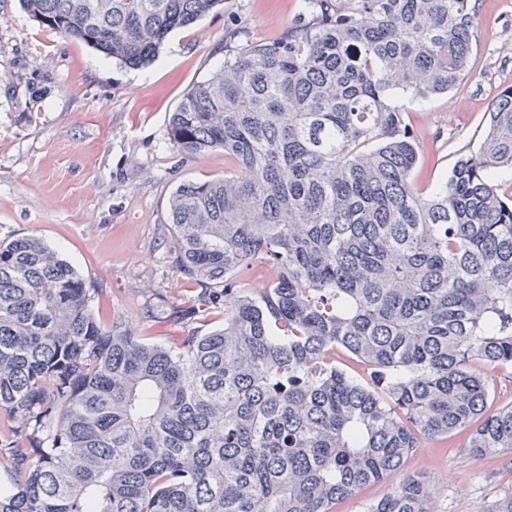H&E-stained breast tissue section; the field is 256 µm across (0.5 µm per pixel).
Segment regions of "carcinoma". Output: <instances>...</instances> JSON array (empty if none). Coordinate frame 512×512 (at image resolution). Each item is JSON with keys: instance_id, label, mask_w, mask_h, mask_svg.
<instances>
[{"instance_id": "1", "label": "carcinoma", "mask_w": 512, "mask_h": 512, "mask_svg": "<svg viewBox=\"0 0 512 512\" xmlns=\"http://www.w3.org/2000/svg\"><path fill=\"white\" fill-rule=\"evenodd\" d=\"M127 66L224 0H19ZM228 50L169 118L176 151L236 168L177 186L174 264L222 314L172 344L94 310L41 238L0 240V512H433L421 439L512 452V86L432 193L407 105L469 74L476 0H303ZM272 271L263 288L242 276ZM347 356L368 370L359 381ZM388 491L384 483H375L364 487L355 497L342 501L336 505L335 512H361L366 500L379 499Z\"/></svg>"}]
</instances>
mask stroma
I'll use <instances>...</instances> for the list:
<instances>
[{"label": "stroma", "instance_id": "35a3bbf8", "mask_svg": "<svg viewBox=\"0 0 512 512\" xmlns=\"http://www.w3.org/2000/svg\"><path fill=\"white\" fill-rule=\"evenodd\" d=\"M471 76L409 106L419 143L415 182L432 191L483 136L497 95L512 86V0H478ZM302 0H224L173 32L145 67L112 62L0 0V239L36 234L99 294L104 321L158 306L142 335H183L198 305L173 263L168 200L182 182L223 178L233 160L177 152L168 120L184 94L236 43L280 37ZM406 472L423 478L436 512H481L512 487V453L475 455L465 434L422 441Z\"/></svg>", "mask_w": 512, "mask_h": 512}]
</instances>
